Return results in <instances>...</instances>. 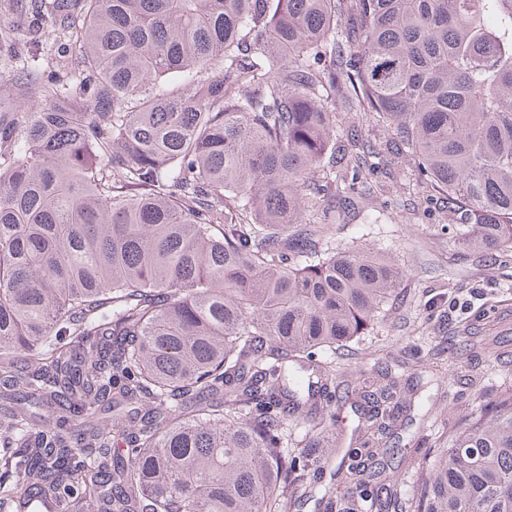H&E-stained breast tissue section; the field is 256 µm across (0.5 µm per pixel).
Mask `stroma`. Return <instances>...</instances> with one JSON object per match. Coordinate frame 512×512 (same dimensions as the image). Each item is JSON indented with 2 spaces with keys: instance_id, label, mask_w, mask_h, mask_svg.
Instances as JSON below:
<instances>
[{
  "instance_id": "35a3bbf8",
  "label": "stroma",
  "mask_w": 512,
  "mask_h": 512,
  "mask_svg": "<svg viewBox=\"0 0 512 512\" xmlns=\"http://www.w3.org/2000/svg\"><path fill=\"white\" fill-rule=\"evenodd\" d=\"M0 19L14 30L0 47V112H23L35 102L16 83L17 66L37 72L54 68L61 45L34 13H19L16 0H0ZM408 157H389L353 207L338 209L336 248L359 246L383 255L403 276L374 330L342 359L351 384L392 369L404 381L419 380L418 389L400 390L403 407L391 429L375 435L370 446L391 464L395 488L409 494L419 482L421 451L438 447L458 422L493 400L512 384V257L490 259L458 244L456 225L463 213L438 210L426 199ZM499 333L504 354L496 361L474 362L456 347L463 327ZM431 365L440 377H421ZM425 403L429 419L421 421L413 406Z\"/></svg>"
}]
</instances>
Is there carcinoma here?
Returning <instances> with one entry per match:
<instances>
[{
  "label": "carcinoma",
  "mask_w": 512,
  "mask_h": 512,
  "mask_svg": "<svg viewBox=\"0 0 512 512\" xmlns=\"http://www.w3.org/2000/svg\"><path fill=\"white\" fill-rule=\"evenodd\" d=\"M45 25L44 104L0 113V512H281L333 460L326 512L378 499L336 423L351 397L385 431L398 381L352 387L336 351L402 272L320 247L326 188L361 192L398 145L468 216L458 240L512 253V0H52ZM336 91L386 147L340 135ZM460 351L501 356L485 332ZM391 496L512 512V385Z\"/></svg>",
  "instance_id": "cac0c4a2"
}]
</instances>
